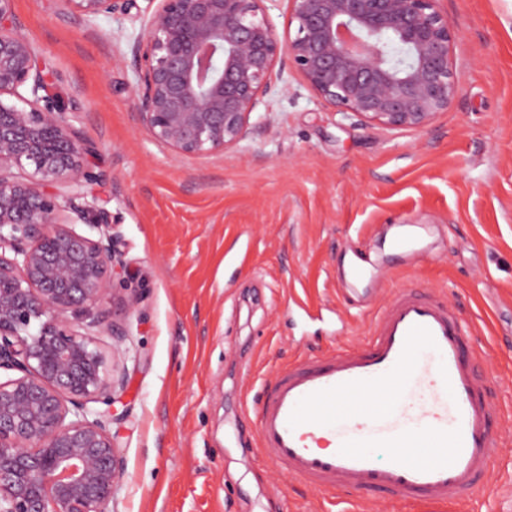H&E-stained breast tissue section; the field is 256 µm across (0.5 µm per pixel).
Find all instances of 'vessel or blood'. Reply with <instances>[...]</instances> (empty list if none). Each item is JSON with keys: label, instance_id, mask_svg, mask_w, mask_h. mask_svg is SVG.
Masks as SVG:
<instances>
[{"label": "vessel or blood", "instance_id": "1", "mask_svg": "<svg viewBox=\"0 0 512 512\" xmlns=\"http://www.w3.org/2000/svg\"><path fill=\"white\" fill-rule=\"evenodd\" d=\"M481 357L444 297L399 289L358 344L264 384L257 452L328 495L447 512L486 488L496 418Z\"/></svg>", "mask_w": 512, "mask_h": 512}]
</instances>
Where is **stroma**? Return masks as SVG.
<instances>
[{
    "label": "stroma",
    "mask_w": 512,
    "mask_h": 512,
    "mask_svg": "<svg viewBox=\"0 0 512 512\" xmlns=\"http://www.w3.org/2000/svg\"><path fill=\"white\" fill-rule=\"evenodd\" d=\"M458 93L423 129L365 124L288 63L223 152L153 139L132 46L152 0L88 19L15 0L51 94L92 148L88 194L126 274L108 304L120 475L112 512H339L246 448L253 404L288 363L358 341L363 291L448 299L500 418L487 488L457 512H512V0H438Z\"/></svg>",
    "instance_id": "1"
}]
</instances>
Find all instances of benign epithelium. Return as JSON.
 <instances>
[{
  "label": "benign epithelium",
  "instance_id": "1",
  "mask_svg": "<svg viewBox=\"0 0 512 512\" xmlns=\"http://www.w3.org/2000/svg\"><path fill=\"white\" fill-rule=\"evenodd\" d=\"M63 2L91 19L121 0ZM260 2L159 0L133 48L155 140L185 155L233 147L284 56L323 102L373 125L422 129L457 93L437 0H291L285 42ZM13 4L0 0V369L20 376L0 381V512H109L116 442L87 405L113 399L95 336L113 329L116 234L80 192L91 150Z\"/></svg>",
  "mask_w": 512,
  "mask_h": 512
}]
</instances>
